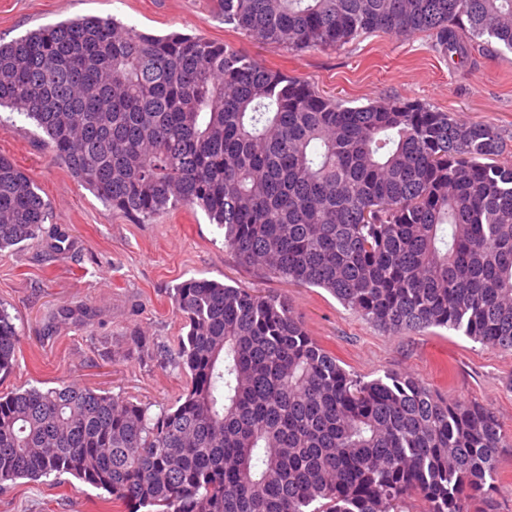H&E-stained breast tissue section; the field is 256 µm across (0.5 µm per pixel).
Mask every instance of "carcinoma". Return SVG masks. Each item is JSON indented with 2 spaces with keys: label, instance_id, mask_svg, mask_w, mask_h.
<instances>
[{
  "label": "carcinoma",
  "instance_id": "obj_1",
  "mask_svg": "<svg viewBox=\"0 0 512 512\" xmlns=\"http://www.w3.org/2000/svg\"><path fill=\"white\" fill-rule=\"evenodd\" d=\"M224 24L291 48L424 32L463 63L512 53V0H218ZM54 161L141 223L185 206L240 264L323 288L392 332L430 326L512 351V164L497 128L412 99L344 106L232 45L81 17L0 40V108ZM50 215L0 154V251ZM186 334L159 352L187 378L148 407L63 383L0 396V490L67 475L104 512H467L495 478L484 406L388 373L363 380L277 294L191 277ZM17 332L0 307V373ZM425 504L416 509L412 497Z\"/></svg>",
  "mask_w": 512,
  "mask_h": 512
}]
</instances>
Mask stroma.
<instances>
[{
	"label": "stroma",
	"instance_id": "obj_1",
	"mask_svg": "<svg viewBox=\"0 0 512 512\" xmlns=\"http://www.w3.org/2000/svg\"><path fill=\"white\" fill-rule=\"evenodd\" d=\"M85 16L113 17L154 35L180 32L230 43L348 106L410 98L465 122H491L503 142L501 161L512 162V63L502 60L495 43H482L465 65L435 52L423 33H372L335 49L295 50L234 32L218 0H0V39ZM0 154L33 178L50 204L38 240L0 252V306L18 334L16 365L0 375V395L66 380L159 413L185 383L178 367L158 357L184 333L169 292L185 279L206 277L281 295L309 336L364 379L403 373L440 396L492 409L505 439L484 509L512 512V352L447 328L388 332L324 289L245 268L225 247L223 229L201 209L168 211L149 224L112 212L53 161L42 130L25 117L14 116L11 129L0 131ZM58 231L67 236L63 253L53 248ZM64 306L71 319H61ZM136 332L150 345L132 354L127 338ZM102 497L64 476L20 479L0 491V512H100Z\"/></svg>",
	"mask_w": 512,
	"mask_h": 512
}]
</instances>
